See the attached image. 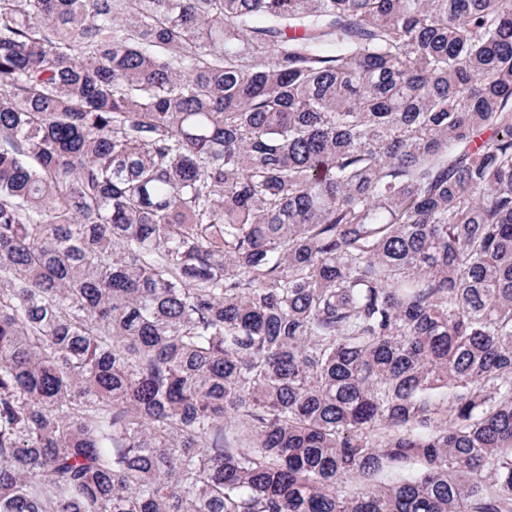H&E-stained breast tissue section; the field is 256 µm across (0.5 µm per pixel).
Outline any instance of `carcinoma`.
I'll use <instances>...</instances> for the list:
<instances>
[{
    "label": "carcinoma",
    "instance_id": "cac0c4a2",
    "mask_svg": "<svg viewBox=\"0 0 512 512\" xmlns=\"http://www.w3.org/2000/svg\"><path fill=\"white\" fill-rule=\"evenodd\" d=\"M0 512H512V0H0Z\"/></svg>",
    "mask_w": 512,
    "mask_h": 512
}]
</instances>
